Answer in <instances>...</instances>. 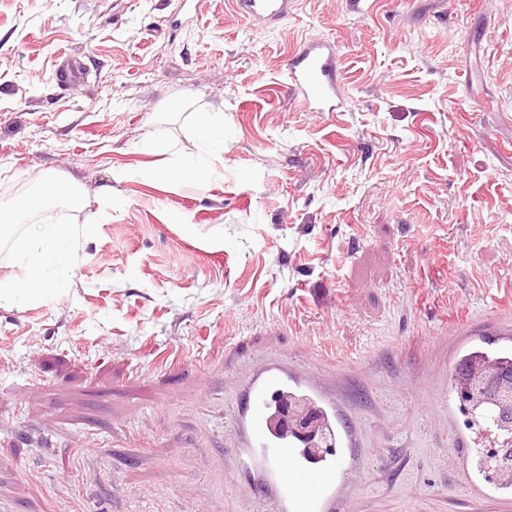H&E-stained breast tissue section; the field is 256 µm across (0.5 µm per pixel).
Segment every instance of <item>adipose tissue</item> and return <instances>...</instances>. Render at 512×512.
<instances>
[{
  "label": "adipose tissue",
  "instance_id": "obj_1",
  "mask_svg": "<svg viewBox=\"0 0 512 512\" xmlns=\"http://www.w3.org/2000/svg\"><path fill=\"white\" fill-rule=\"evenodd\" d=\"M72 188L45 179L35 190L21 198L9 211H0V228L10 227L46 202L71 196ZM78 239L77 231L67 224H42L31 234L16 237L12 243L20 263V274L0 280V302H12L18 295H53L58 283L47 274L51 262L69 258Z\"/></svg>",
  "mask_w": 512,
  "mask_h": 512
}]
</instances>
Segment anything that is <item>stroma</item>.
<instances>
[{"instance_id": "1", "label": "stroma", "mask_w": 512, "mask_h": 512, "mask_svg": "<svg viewBox=\"0 0 512 512\" xmlns=\"http://www.w3.org/2000/svg\"><path fill=\"white\" fill-rule=\"evenodd\" d=\"M310 37L346 111L285 91ZM218 110L209 147L192 115ZM186 155L211 176L172 177ZM47 177L80 200L0 230V278L16 235L90 231L63 294L0 305V512H271L228 478V405L325 351L346 512H512L448 456L454 334L512 341V0H294L264 28L233 0H0V208Z\"/></svg>"}]
</instances>
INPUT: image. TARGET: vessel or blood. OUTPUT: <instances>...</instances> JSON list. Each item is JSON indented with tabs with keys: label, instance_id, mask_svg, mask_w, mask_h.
Masks as SVG:
<instances>
[{
	"label": "vessel or blood",
	"instance_id": "1",
	"mask_svg": "<svg viewBox=\"0 0 512 512\" xmlns=\"http://www.w3.org/2000/svg\"><path fill=\"white\" fill-rule=\"evenodd\" d=\"M293 0H237L241 11L257 22L287 16ZM336 42L307 39L290 49L287 86L295 104L307 112L345 109ZM317 367L299 370L277 359L245 375L231 410L239 433L236 469L243 481L265 489L276 512H344L336 497L351 470L353 446L347 425L338 424L336 401L323 387ZM305 393L326 423H337V446L317 458L306 456L299 439L279 433L271 424L288 394Z\"/></svg>",
	"mask_w": 512,
	"mask_h": 512
}]
</instances>
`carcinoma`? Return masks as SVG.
<instances>
[{"mask_svg": "<svg viewBox=\"0 0 512 512\" xmlns=\"http://www.w3.org/2000/svg\"><path fill=\"white\" fill-rule=\"evenodd\" d=\"M512 380V355L488 351L476 344L465 349L451 375L470 418L482 423L495 438L479 460L484 476H512V398L497 390L496 382Z\"/></svg>", "mask_w": 512, "mask_h": 512, "instance_id": "cac0c4a2", "label": "carcinoma"}]
</instances>
